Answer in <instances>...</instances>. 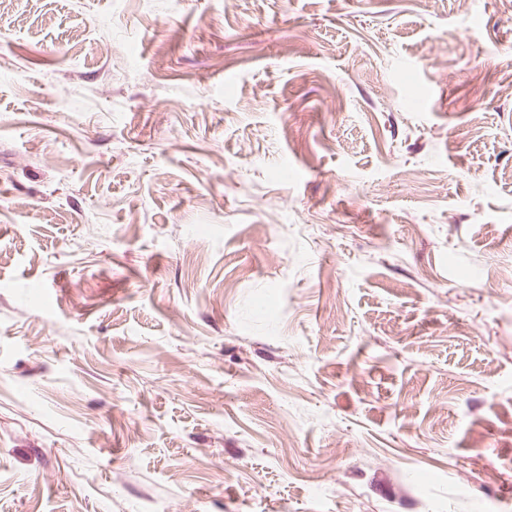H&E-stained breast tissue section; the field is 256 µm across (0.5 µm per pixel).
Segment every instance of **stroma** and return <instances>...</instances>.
<instances>
[{
    "mask_svg": "<svg viewBox=\"0 0 512 512\" xmlns=\"http://www.w3.org/2000/svg\"><path fill=\"white\" fill-rule=\"evenodd\" d=\"M0 512H512V10L1 8Z\"/></svg>",
    "mask_w": 512,
    "mask_h": 512,
    "instance_id": "obj_1",
    "label": "stroma"
}]
</instances>
